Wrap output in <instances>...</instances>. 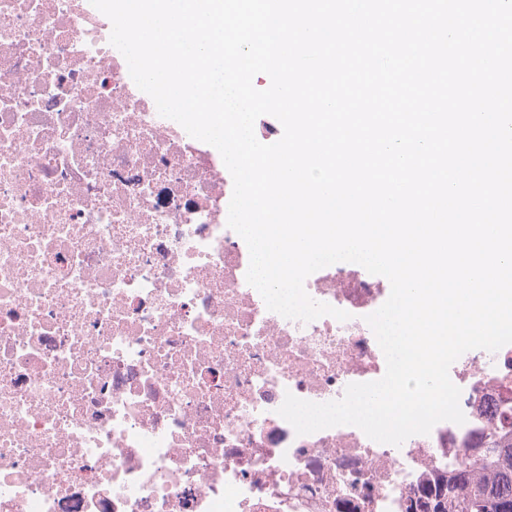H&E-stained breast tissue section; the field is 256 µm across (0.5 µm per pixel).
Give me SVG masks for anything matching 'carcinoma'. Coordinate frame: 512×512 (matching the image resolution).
<instances>
[{"mask_svg":"<svg viewBox=\"0 0 512 512\" xmlns=\"http://www.w3.org/2000/svg\"><path fill=\"white\" fill-rule=\"evenodd\" d=\"M406 512H512V437L472 454L462 470L411 498Z\"/></svg>","mask_w":512,"mask_h":512,"instance_id":"cac0c4a2","label":"carcinoma"}]
</instances>
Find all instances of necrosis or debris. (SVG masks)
<instances>
[{
  "mask_svg": "<svg viewBox=\"0 0 512 512\" xmlns=\"http://www.w3.org/2000/svg\"><path fill=\"white\" fill-rule=\"evenodd\" d=\"M82 0H0V512H404L512 406V344L450 368L464 424L395 447L296 434L286 394L385 373L387 284L307 277L349 312L267 309L220 153L159 115Z\"/></svg>",
  "mask_w": 512,
  "mask_h": 512,
  "instance_id": "obj_1",
  "label": "necrosis or debris"
}]
</instances>
